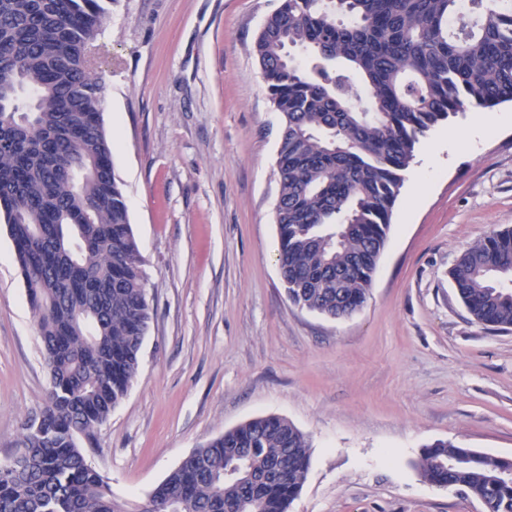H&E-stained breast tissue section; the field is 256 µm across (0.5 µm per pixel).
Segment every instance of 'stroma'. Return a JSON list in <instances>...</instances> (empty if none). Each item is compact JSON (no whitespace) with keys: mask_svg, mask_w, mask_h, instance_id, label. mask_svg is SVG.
Wrapping results in <instances>:
<instances>
[{"mask_svg":"<svg viewBox=\"0 0 512 512\" xmlns=\"http://www.w3.org/2000/svg\"><path fill=\"white\" fill-rule=\"evenodd\" d=\"M280 0H114L94 68L150 320L87 463L140 504L196 446L262 416L309 439L290 512H483L414 463L446 439L512 458V329L475 322L449 271L512 227V103L460 150L415 158L364 306L293 305L277 262L281 117L252 53ZM49 375L0 220V465Z\"/></svg>","mask_w":512,"mask_h":512,"instance_id":"obj_1","label":"stroma"}]
</instances>
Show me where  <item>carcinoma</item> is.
I'll list each match as a JSON object with an SVG mask.
<instances>
[{
  "mask_svg": "<svg viewBox=\"0 0 512 512\" xmlns=\"http://www.w3.org/2000/svg\"><path fill=\"white\" fill-rule=\"evenodd\" d=\"M281 0L253 45L281 116L278 265L289 299L363 307L419 137L471 105L512 102V0ZM112 0H0V215L38 322L50 389L0 471V512H125L85 459L136 376L150 319L91 53ZM309 52L302 67L286 48ZM475 322L512 328V228L450 270ZM310 442L254 418L194 449L150 493L156 512H289ZM416 468L512 512V460L448 440Z\"/></svg>",
  "mask_w": 512,
  "mask_h": 512,
  "instance_id": "carcinoma-1",
  "label": "carcinoma"
}]
</instances>
